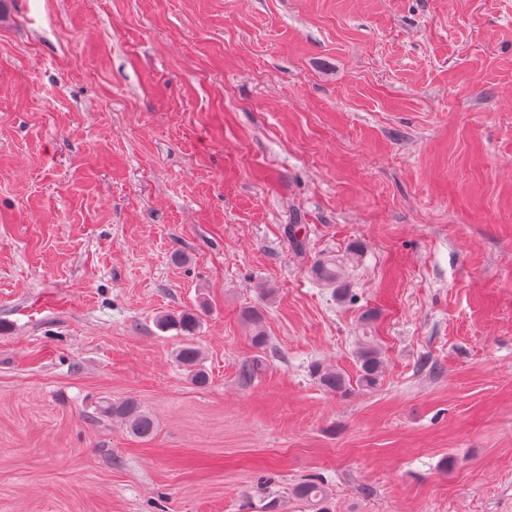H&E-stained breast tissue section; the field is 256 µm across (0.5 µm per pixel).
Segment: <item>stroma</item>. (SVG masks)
<instances>
[{
  "mask_svg": "<svg viewBox=\"0 0 512 512\" xmlns=\"http://www.w3.org/2000/svg\"><path fill=\"white\" fill-rule=\"evenodd\" d=\"M197 307L203 388L156 326ZM369 308L379 387L324 391ZM129 397L152 440L95 417ZM310 478L512 512V0H0V512H300ZM316 276L336 288V294L340 298H346L349 295V288L345 281L344 270L336 259H325L320 261L315 267ZM241 317L247 324L252 346L262 354L269 346V338L266 334L263 321V312L260 309L249 307L242 311ZM311 375L319 386L332 393H345L352 387L350 380L336 367L314 363L311 366Z\"/></svg>",
  "mask_w": 512,
  "mask_h": 512,
  "instance_id": "35a3bbf8",
  "label": "stroma"
}]
</instances>
